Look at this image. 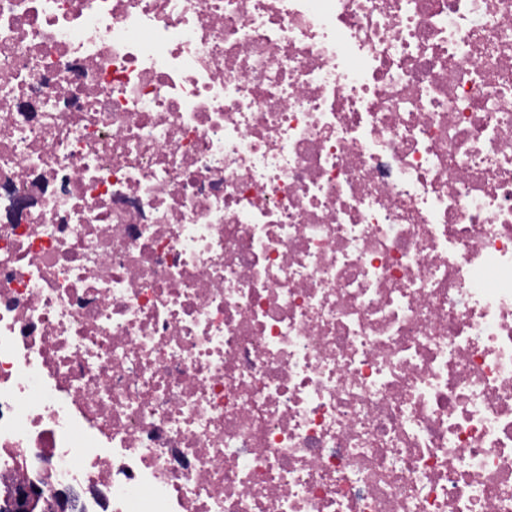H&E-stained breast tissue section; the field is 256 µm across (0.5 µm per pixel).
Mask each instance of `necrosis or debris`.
Returning a JSON list of instances; mask_svg holds the SVG:
<instances>
[{"label":"necrosis or debris","mask_w":512,"mask_h":512,"mask_svg":"<svg viewBox=\"0 0 512 512\" xmlns=\"http://www.w3.org/2000/svg\"><path fill=\"white\" fill-rule=\"evenodd\" d=\"M21 474L512 512V0H0Z\"/></svg>","instance_id":"1"}]
</instances>
